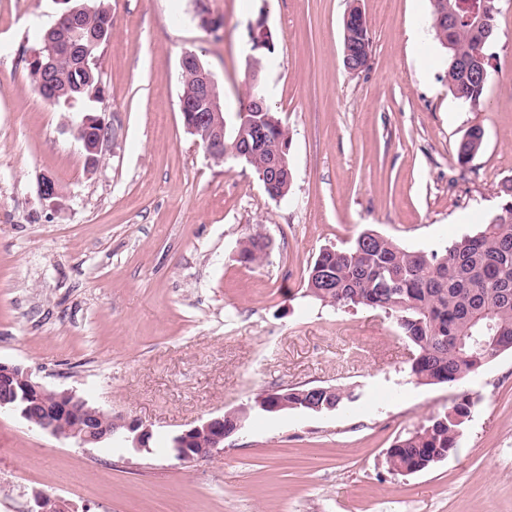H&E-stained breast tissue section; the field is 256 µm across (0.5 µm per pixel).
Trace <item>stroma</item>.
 I'll return each mask as SVG.
<instances>
[{
	"label": "stroma",
	"mask_w": 512,
	"mask_h": 512,
	"mask_svg": "<svg viewBox=\"0 0 512 512\" xmlns=\"http://www.w3.org/2000/svg\"><path fill=\"white\" fill-rule=\"evenodd\" d=\"M98 61L111 139L87 169L77 116L31 86L59 0H0V361L51 390L150 425L149 448H80L0 415V512L34 492L75 512H512V353L464 384L421 385L411 344L370 309L306 297L310 264L367 229L435 247L498 213L512 177V0H499L488 94L455 99L430 0H104ZM362 9L372 54L343 67V18ZM217 21L202 27L198 11ZM266 12L277 47L263 88L292 137L293 183L274 199L244 162L211 160L178 109L179 61L194 51L227 111L243 90L248 26ZM474 126L484 147L456 149ZM52 176L62 197L38 194ZM271 242L258 265L241 241ZM297 386H341L337 410L250 415L222 451L193 462L166 439ZM474 400L457 451L399 474L386 453L462 393ZM483 142V129L478 126L470 128L458 143L456 151L458 162L461 164L470 162L482 150ZM255 234L256 233L247 237L238 252V261L242 264H259L263 262L267 256V252L262 253L259 239Z\"/></svg>",
	"instance_id": "35a3bbf8"
}]
</instances>
